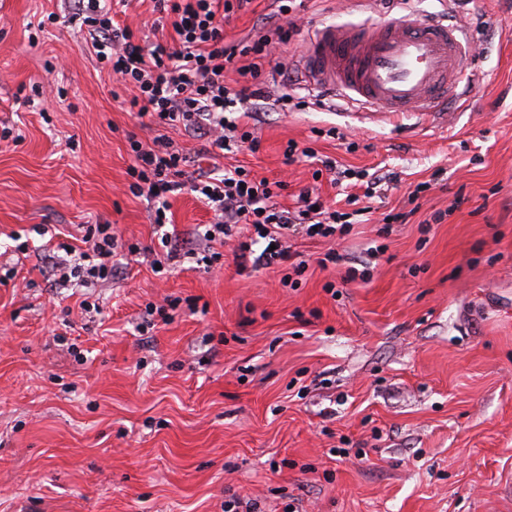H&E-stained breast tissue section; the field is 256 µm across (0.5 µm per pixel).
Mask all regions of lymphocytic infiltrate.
<instances>
[{"mask_svg": "<svg viewBox=\"0 0 512 512\" xmlns=\"http://www.w3.org/2000/svg\"><path fill=\"white\" fill-rule=\"evenodd\" d=\"M72 2L71 21L119 84L132 87L129 104L139 117L163 130L182 128L201 143L193 151L163 132L148 144L129 142L133 158L127 169L129 190L155 202V224L167 223L169 195L185 189L214 214L213 222L192 236H163L165 260L197 256L205 265H213L222 258L219 245L244 224L251 233L236 246L239 268L284 264L300 276L307 262L291 252L290 238L302 234L340 239L359 217L369 214L365 202L374 198L381 180L368 177L366 171L347 170L355 189L346 193L344 208L323 203L309 187L301 189L296 206L289 207L278 201L284 182L256 177L242 165L219 164L226 154L260 149L254 127L241 121L243 108L259 112L267 101L284 112L323 105L321 99L306 95L270 97L260 83L272 45L287 44L298 32L297 0H273L275 10L263 32L241 38L227 37L224 22L248 11L253 0H153L154 11L175 33L173 49L139 38L126 21L118 19V10L128 9L132 0ZM82 241L88 249L81 253L70 243H58L59 255L52 266L55 285L75 282L87 288L111 280L118 246L112 226L87 225Z\"/></svg>", "mask_w": 512, "mask_h": 512, "instance_id": "obj_1", "label": "lymphocytic infiltrate"}]
</instances>
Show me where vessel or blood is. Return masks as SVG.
I'll list each match as a JSON object with an SVG mask.
<instances>
[{"mask_svg": "<svg viewBox=\"0 0 512 512\" xmlns=\"http://www.w3.org/2000/svg\"><path fill=\"white\" fill-rule=\"evenodd\" d=\"M465 25L417 7L357 27L332 23L311 32L299 64L310 88L391 120L406 112L447 124L449 95L465 81Z\"/></svg>", "mask_w": 512, "mask_h": 512, "instance_id": "b4317fda", "label": "vessel or blood"}]
</instances>
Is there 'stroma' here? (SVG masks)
<instances>
[{
	"label": "stroma",
	"instance_id": "1",
	"mask_svg": "<svg viewBox=\"0 0 512 512\" xmlns=\"http://www.w3.org/2000/svg\"><path fill=\"white\" fill-rule=\"evenodd\" d=\"M429 2L482 47L466 62L470 93L448 100L450 125L361 123L342 100L269 110L259 152L236 157L287 183L281 204L311 183L331 202L336 185L283 150L336 127L343 140L311 143L397 173L385 209L408 210L406 184L443 175L410 223L356 224L337 245L290 239L311 261L294 288L281 268L239 270L229 244L208 269L133 262L92 288H52L50 236L108 223L160 249L126 171L128 137L163 131L130 112L131 90L73 25L47 22L68 0H0V128L15 134L0 141V275L15 272L0 285V512H224L232 495L259 512H512V0ZM386 12L384 0H309L301 34L272 60L303 88L312 24ZM169 202L175 231L213 219L190 192ZM381 244L370 279L347 280ZM332 247L341 262L320 269ZM169 295L172 321L139 331L146 305ZM343 444L352 455H336Z\"/></svg>",
	"mask_w": 512,
	"mask_h": 512
}]
</instances>
